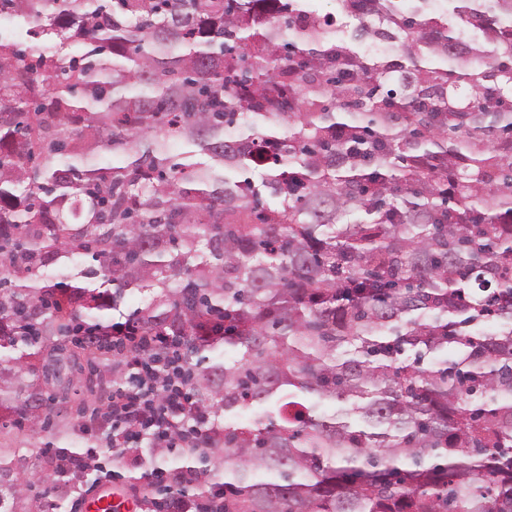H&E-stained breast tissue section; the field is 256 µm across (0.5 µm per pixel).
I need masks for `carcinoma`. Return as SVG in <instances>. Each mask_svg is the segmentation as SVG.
<instances>
[{
	"label": "carcinoma",
	"mask_w": 512,
	"mask_h": 512,
	"mask_svg": "<svg viewBox=\"0 0 512 512\" xmlns=\"http://www.w3.org/2000/svg\"><path fill=\"white\" fill-rule=\"evenodd\" d=\"M312 2L0 0L46 45L0 48V431L136 290L223 430L179 492L222 456L223 512H512V0Z\"/></svg>",
	"instance_id": "1"
}]
</instances>
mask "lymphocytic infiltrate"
<instances>
[{
  "label": "lymphocytic infiltrate",
  "mask_w": 512,
  "mask_h": 512,
  "mask_svg": "<svg viewBox=\"0 0 512 512\" xmlns=\"http://www.w3.org/2000/svg\"><path fill=\"white\" fill-rule=\"evenodd\" d=\"M73 338H94L109 344L112 361L124 374L122 386L113 389L111 400L95 407L96 422L112 434L117 457L108 458L98 449H90L86 458L59 456L58 469L75 481L74 494L82 496L83 483L77 477L83 466L97 471L101 483H114L125 477L121 457L142 469L151 495L146 501L148 512H221L224 485L215 483L214 497L203 501L174 495L176 483L191 482L190 472L176 473L155 464V448H200L203 438L179 428L185 418L206 416L193 380L184 361L183 336L172 328L147 330L136 316L113 322L111 326L80 324ZM165 379H158V370Z\"/></svg>",
  "instance_id": "1"
}]
</instances>
